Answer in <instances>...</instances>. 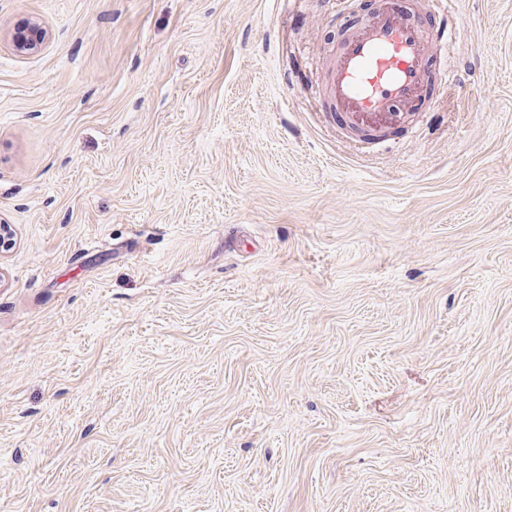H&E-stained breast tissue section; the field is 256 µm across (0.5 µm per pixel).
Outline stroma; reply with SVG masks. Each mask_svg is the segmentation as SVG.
Segmentation results:
<instances>
[{"label": "stroma", "mask_w": 512, "mask_h": 512, "mask_svg": "<svg viewBox=\"0 0 512 512\" xmlns=\"http://www.w3.org/2000/svg\"><path fill=\"white\" fill-rule=\"evenodd\" d=\"M361 3L0 0V512H512V0L372 143ZM47 31L37 21H33L18 28L13 36V45L21 53H30L38 50L46 39Z\"/></svg>", "instance_id": "35a3bbf8"}]
</instances>
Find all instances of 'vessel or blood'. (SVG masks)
<instances>
[{
  "mask_svg": "<svg viewBox=\"0 0 512 512\" xmlns=\"http://www.w3.org/2000/svg\"><path fill=\"white\" fill-rule=\"evenodd\" d=\"M456 27L429 31L406 0H375L352 22L327 68L326 92L337 120L381 137L419 106L432 68L446 61Z\"/></svg>",
  "mask_w": 512,
  "mask_h": 512,
  "instance_id": "b4317fda",
  "label": "vessel or blood"
}]
</instances>
